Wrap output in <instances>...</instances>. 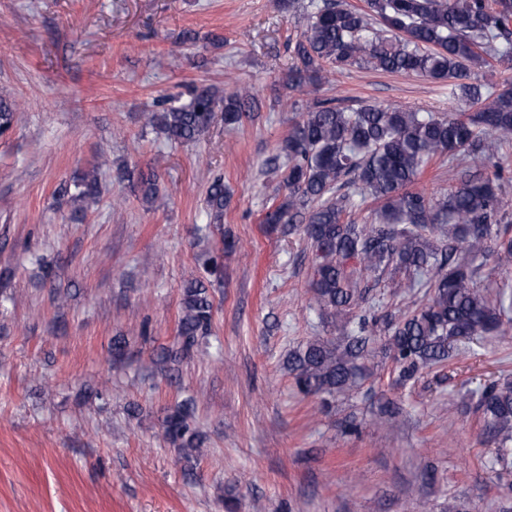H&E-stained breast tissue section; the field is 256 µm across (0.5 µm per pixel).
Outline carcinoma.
<instances>
[{"label":"carcinoma","mask_w":512,"mask_h":512,"mask_svg":"<svg viewBox=\"0 0 512 512\" xmlns=\"http://www.w3.org/2000/svg\"><path fill=\"white\" fill-rule=\"evenodd\" d=\"M293 46L288 86L316 90L328 70L370 65L388 73L448 82V94L465 103L459 115L403 107L344 105L315 98L305 105L280 150L290 165L286 193L267 211L266 224L300 231L312 250L311 305L349 328L340 341L316 337L288 352L286 368L306 395L351 390L367 375L366 360L381 350L408 381L448 362L450 343L512 331L507 283L480 286L478 271L491 260L512 265V199L503 194L512 170L502 162L512 145V84L480 80L494 65L512 62V0H365L361 9L342 0L310 2ZM248 89L221 95L193 89L189 101L145 113V124L167 140L197 141L210 128L217 104L224 123L252 111ZM15 102L0 97V136L14 124ZM481 168L440 198L410 189L428 165ZM157 175H139L137 188L151 201ZM354 186L378 203L371 221L352 218ZM72 199L84 205L100 196L97 169L83 174ZM224 179L208 187L214 220L229 202ZM397 288L426 289L422 304L382 321L360 313L383 276ZM209 285L192 279L182 288L178 346L161 361L178 362L212 328ZM196 400L178 402L164 420L165 437L184 459L203 444L194 425ZM483 432L500 448L512 447V381L484 385L477 405Z\"/></svg>","instance_id":"1"}]
</instances>
